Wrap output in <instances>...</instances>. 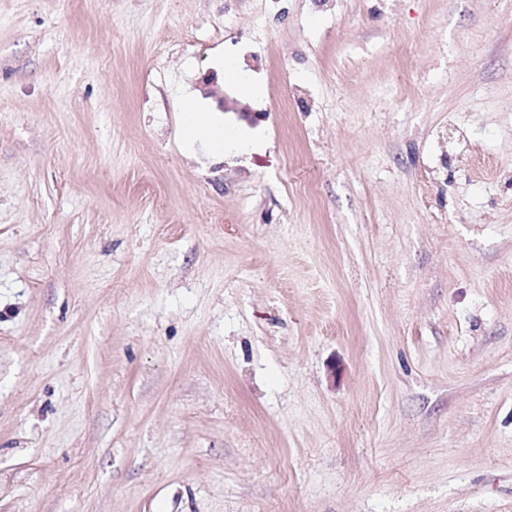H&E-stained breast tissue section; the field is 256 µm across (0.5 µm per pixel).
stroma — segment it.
<instances>
[{
	"label": "stroma",
	"instance_id": "obj_1",
	"mask_svg": "<svg viewBox=\"0 0 512 512\" xmlns=\"http://www.w3.org/2000/svg\"><path fill=\"white\" fill-rule=\"evenodd\" d=\"M0 512H512V0H0ZM187 113L184 130L187 141L204 144L216 153L224 152V146L229 142L224 135V126L211 122L196 106L190 107Z\"/></svg>",
	"mask_w": 512,
	"mask_h": 512
}]
</instances>
